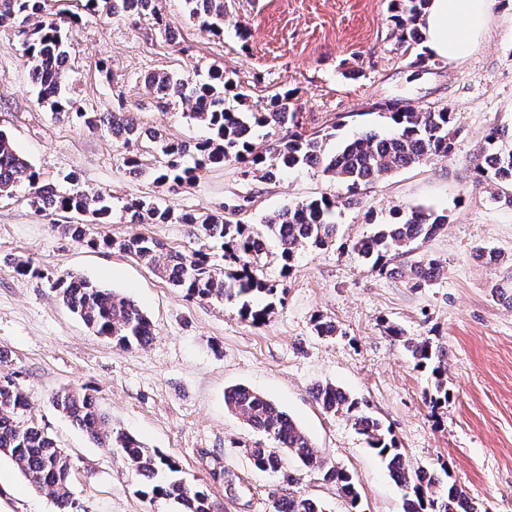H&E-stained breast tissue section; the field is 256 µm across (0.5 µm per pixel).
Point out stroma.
<instances>
[{"label": "stroma", "instance_id": "obj_1", "mask_svg": "<svg viewBox=\"0 0 512 512\" xmlns=\"http://www.w3.org/2000/svg\"><path fill=\"white\" fill-rule=\"evenodd\" d=\"M158 7L177 40L128 15L86 14L68 31L66 91L76 107L121 106L141 126L202 139L205 130L185 117L181 103L157 107L144 79L167 70L194 80L221 66L249 87L254 106L278 89L293 90L303 131L328 128L341 115L339 137L367 126L386 131L390 122L378 107L398 102L448 108L459 133L448 160L399 170L368 186L358 204L339 205L334 244L300 249L290 273L270 243L264 277L285 294L262 325L243 320L237 303L184 297L129 255L73 242L57 230L67 216L36 212L25 191L0 197V347L12 352L28 418L71 460L74 512H174L168 500L142 496L117 454L53 408L54 393L81 387L92 390L114 428L173 457L183 480L207 489L211 512H274L290 494L318 498L326 512H348L335 486L293 458L278 473L255 470L248 449L262 436L225 408L224 391L233 385L273 400L328 461L350 471L360 512H402L401 490L351 422L314 401L312 387L326 383L382 421L412 467L447 465L479 512H512V206L473 186L486 133L512 127V0H495L487 34L467 55L454 63L434 58L423 68L412 65L397 38L391 0H226L220 35L200 30L184 0H159ZM0 128L43 182L59 186L73 173L85 189L111 195L112 220L102 232L144 233L185 252L200 246L187 225L130 224L122 205L159 196L178 211L229 207L236 219L256 224L284 206L344 194L310 168L287 169L268 182L243 176L233 162L158 192L147 146L139 148L144 172L133 175L107 130L52 119L39 107L30 67L7 28H0ZM409 204L448 216L420 247L446 265L447 275L422 288L379 275L351 250ZM482 247L500 252L501 264L475 260ZM12 258L30 261L43 278L16 275L7 265ZM70 273L134 300L151 321V343L126 351L89 331L50 284ZM320 316L333 322L335 334L317 335ZM385 320L445 348L446 404L427 403L429 371L415 368L402 342L384 334ZM0 476L10 486L0 512H55L4 457Z\"/></svg>", "mask_w": 512, "mask_h": 512}]
</instances>
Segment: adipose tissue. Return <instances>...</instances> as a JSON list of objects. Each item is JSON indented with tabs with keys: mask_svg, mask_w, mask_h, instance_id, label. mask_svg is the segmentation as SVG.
I'll list each match as a JSON object with an SVG mask.
<instances>
[{
	"mask_svg": "<svg viewBox=\"0 0 512 512\" xmlns=\"http://www.w3.org/2000/svg\"><path fill=\"white\" fill-rule=\"evenodd\" d=\"M492 0H429L420 25L433 56L454 62L478 43L491 20Z\"/></svg>",
	"mask_w": 512,
	"mask_h": 512,
	"instance_id": "adipose-tissue-1",
	"label": "adipose tissue"
}]
</instances>
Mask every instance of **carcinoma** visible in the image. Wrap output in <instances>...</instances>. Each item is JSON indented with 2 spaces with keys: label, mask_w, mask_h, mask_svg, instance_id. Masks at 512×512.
<instances>
[{
  "label": "carcinoma",
  "mask_w": 512,
  "mask_h": 512,
  "mask_svg": "<svg viewBox=\"0 0 512 512\" xmlns=\"http://www.w3.org/2000/svg\"><path fill=\"white\" fill-rule=\"evenodd\" d=\"M144 11L138 16L153 20V28L167 31L158 8V0H142ZM189 16L212 34L224 31V0H184ZM428 0H392L399 41L408 49L422 44L418 26ZM48 0H0V28L19 24L17 37L30 63L38 96L51 116L76 117L85 127H105L124 131L123 147L136 145L141 127L132 113L105 108L97 112L71 110L65 97L68 57L65 30L78 21L76 16L49 13ZM91 16L120 12L118 0H85ZM145 88L157 103L165 105L180 99L186 116L206 127L210 136L194 142L169 137L155 131L148 141L161 157L154 169L156 188L174 190L191 183L197 171L208 165L235 162L245 173L273 180L282 168H311L342 185L344 203L358 201L361 188L394 171L431 160L450 157L458 130L453 113L446 107L415 110L409 106L386 103L382 106L392 131L381 134L363 128L351 139L331 149L335 133L317 130L310 134L294 132L275 137V132L294 121L289 111L294 93L284 88L270 97L262 110L250 104L246 86L212 69L207 78L192 82L175 73L156 71L145 79ZM475 183L494 188L492 199L512 204V129L496 127L485 136V146L474 166ZM69 187L58 190L40 183V174L16 148L12 138L0 129V196H11L20 187L29 189L30 202L43 212H73L91 218L89 224H60L59 231L73 241L93 249L118 250L134 257L156 276L189 298L206 301H236L239 316L255 325L265 323L274 312L278 288L257 274L265 254L266 237L275 238L280 247L282 269L289 271L299 249H317L331 245L336 238L332 221L336 198L319 199L284 207L262 218L255 229L240 220L209 210L178 212L160 201L131 199L122 206L130 224H186L198 239L220 247L224 267L217 268L203 249L185 253L165 247L157 239L142 233L116 240L95 230L112 214V204L102 192L89 191L64 176ZM395 220L377 225L369 237L352 244V250L382 274L398 276L412 288H421L447 274L446 267L434 258L418 252L419 244L435 236L448 215L437 214L421 206L409 205L394 212ZM52 287L62 303L94 334L107 338L124 350L143 348L153 338L148 317L130 298L103 289L82 277L68 274L56 278ZM384 333L403 343L415 367L428 369L434 378L429 392L433 404L448 402V354L430 337L409 339L397 324L385 322ZM312 397L332 415L352 422L366 443L385 463L390 476L401 489L403 512H478L465 491L454 482L443 483L433 468L411 467L390 429L362 412L360 402L332 384L312 388ZM228 411L241 416L254 430L264 434L271 444L248 449L253 465L260 471L278 472L286 453L322 480L336 486L349 505L359 512L360 495L349 472L327 462L308 435L277 404L245 386L224 391ZM53 406L80 428L90 440L121 455L134 476L140 480L144 496L164 497L177 505L178 512H211L207 490L189 485L179 477V465L169 455L149 448L121 429H115L93 398L76 389H64L53 396ZM28 400L11 374L0 375V457L8 458L25 480L46 492L56 512L72 509L71 462L55 440L43 428L26 417ZM276 512H325L322 503L312 497L285 496Z\"/></svg>",
  "instance_id": "carcinoma-1"
}]
</instances>
